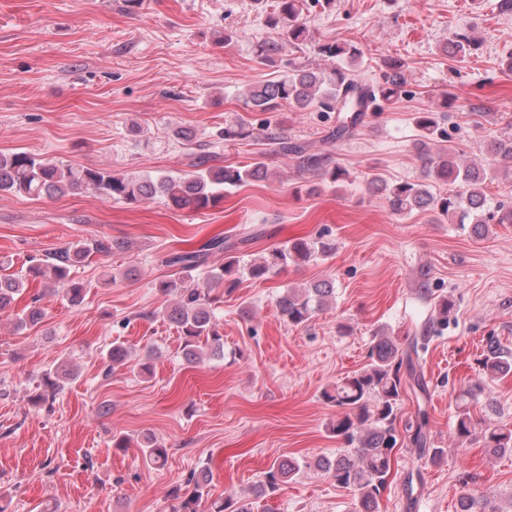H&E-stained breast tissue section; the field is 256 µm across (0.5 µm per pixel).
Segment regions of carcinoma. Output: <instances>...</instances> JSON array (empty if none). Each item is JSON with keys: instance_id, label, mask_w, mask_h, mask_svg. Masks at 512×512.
<instances>
[{"instance_id": "cac0c4a2", "label": "carcinoma", "mask_w": 512, "mask_h": 512, "mask_svg": "<svg viewBox=\"0 0 512 512\" xmlns=\"http://www.w3.org/2000/svg\"><path fill=\"white\" fill-rule=\"evenodd\" d=\"M267 23L278 38L259 46L257 55L262 61H270L285 47L296 46L306 39V28L299 22L298 0H278L276 12L268 17ZM315 52L329 61V65L318 69L294 66L282 77L249 86L246 99L254 112L273 111L288 103L297 109L315 107L337 113L336 126L325 135L326 148L319 153L308 152L303 144L288 140V136L279 131L261 128L264 138L271 141L278 152L294 156L302 169L336 183L348 172L334 160V145L351 139L366 113L382 112L400 99L405 93L406 79L403 64L395 59L385 60L384 71L376 80L362 76L359 73L362 52L351 44L324 42L315 47ZM440 121L439 111L423 112L416 117L420 132L417 148L424 163L425 181L389 184L374 178L370 181L371 187L385 196L396 215L421 210L452 219L463 212L471 218L469 232L474 238L484 237L488 224L493 221L511 224V205H489L483 189L488 177L487 167L458 163L460 154L452 145L440 147L434 153L430 151L429 144L437 140L449 141L448 132L440 127ZM254 131L253 125L238 120L224 127V139L251 138ZM489 153L511 163L512 136L492 142ZM208 162V158H200L198 170L190 173L129 178L107 170L75 169L29 151L0 153V193L52 199L91 187L111 201L130 204L160 196L173 208L199 211L220 204L226 188L269 177L268 166L260 160L245 166H210ZM432 183L448 185V193L434 195L430 190ZM123 248L124 242L119 240L108 244L101 241L91 245L78 243L32 262L23 276L0 275V311L10 308L14 296L22 291L25 276L40 277L47 281V290L61 292L74 303L82 301L89 285L74 277V267L93 252L108 254ZM235 248L236 243L230 237H215L198 251L165 258L164 264L189 273L202 266L209 252H222L224 264L212 271L211 279L231 292L239 284V261L232 255ZM335 250V243L321 237L289 242L272 249L262 262L251 265L249 272L252 278L260 279L273 268L284 269L290 264L309 262ZM158 288L164 295L175 296V302L167 307V315L180 332L185 359L199 362L205 353L224 355L223 336L214 322L208 292L185 286L181 277L161 281ZM419 292L435 301L436 316L422 330V334L428 335L436 330V325L448 320L455 302L450 296L435 294L429 273L424 270L419 275ZM334 295L331 282L318 281L305 288L289 289L277 304L288 324L301 326L330 304ZM369 358L366 367L336 381L332 388L323 392L325 401L345 410L343 416L329 424V430L350 449L332 459L319 458L312 463L315 469L330 475L338 486L354 493L351 512H380L381 493L395 465L402 396L409 390L417 396L426 393L417 338L401 340L381 329L373 336ZM510 372L512 355L495 343L488 344L475 378L455 400L453 429L461 442L478 438L483 447L495 454L512 453V428L477 421L468 409L469 402L484 394L487 380ZM425 423V414L420 412L415 421L405 423V431L418 449L419 459L435 463L441 459L443 450L430 447ZM141 453L145 461L156 468L164 467L168 459V449L150 439L142 445ZM300 469L299 462L291 459L275 462L265 471L264 480L254 488L252 495L226 499L215 506L213 512H266L263 501ZM187 485L191 486L187 492L178 486L170 490V512H200L205 496L209 495L206 473H191ZM457 500V512H499L495 501L479 492L471 479L463 481Z\"/></svg>"}]
</instances>
